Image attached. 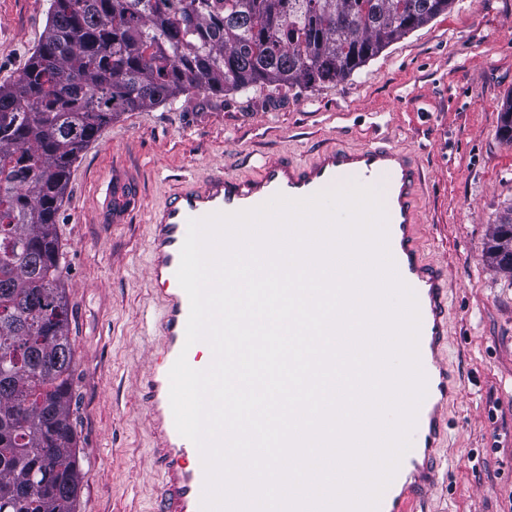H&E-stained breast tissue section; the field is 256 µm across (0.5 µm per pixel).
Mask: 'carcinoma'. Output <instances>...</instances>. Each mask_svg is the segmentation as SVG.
Wrapping results in <instances>:
<instances>
[{"label": "carcinoma", "instance_id": "1", "mask_svg": "<svg viewBox=\"0 0 512 512\" xmlns=\"http://www.w3.org/2000/svg\"><path fill=\"white\" fill-rule=\"evenodd\" d=\"M453 0H51L0 86V512H76L73 352L56 217L71 164L119 112L190 91L336 83ZM500 137L512 143V101ZM512 245V209L491 262Z\"/></svg>", "mask_w": 512, "mask_h": 512}]
</instances>
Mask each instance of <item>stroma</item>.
Listing matches in <instances>:
<instances>
[{
  "instance_id": "35a3bbf8",
  "label": "stroma",
  "mask_w": 512,
  "mask_h": 512,
  "mask_svg": "<svg viewBox=\"0 0 512 512\" xmlns=\"http://www.w3.org/2000/svg\"><path fill=\"white\" fill-rule=\"evenodd\" d=\"M51 0H0V85L28 65ZM512 98V0H454L337 84L193 91L121 112L73 163L57 215L70 310L76 453L86 477L76 512H156L141 385L158 308L148 279L149 213L174 183L210 169L245 177L262 154L304 162L371 137L423 172L428 258L448 277L445 358L462 380L448 412L449 466L430 512H512V277L488 260L512 208V143L498 134ZM139 180L126 223L103 224L113 164Z\"/></svg>"
}]
</instances>
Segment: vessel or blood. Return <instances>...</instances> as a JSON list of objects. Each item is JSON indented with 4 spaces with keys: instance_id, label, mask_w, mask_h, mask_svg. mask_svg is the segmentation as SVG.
I'll use <instances>...</instances> for the list:
<instances>
[{
    "instance_id": "b4317fda",
    "label": "vessel or blood",
    "mask_w": 512,
    "mask_h": 512,
    "mask_svg": "<svg viewBox=\"0 0 512 512\" xmlns=\"http://www.w3.org/2000/svg\"><path fill=\"white\" fill-rule=\"evenodd\" d=\"M353 181L376 189L383 201L396 272L417 300L418 353L426 378L411 446L383 491L377 512H428L425 494L444 478L437 454L448 440L447 409L459 393L458 381L442 357L448 342V280L424 256L418 168L405 151L373 142L355 148L330 146L307 162L268 154L249 177L229 175L218 167L204 178L183 179L164 203L151 210L149 278L159 304L154 322L158 343L141 381L150 412L152 456L162 473L159 512H201L205 486L200 452L177 431L169 399V371L179 354H186L189 365L198 370L213 361L208 343H185L190 302L176 271L189 220L250 210L279 194L305 199ZM136 199L133 180L120 167H113L105 197L111 223H124Z\"/></svg>"
}]
</instances>
